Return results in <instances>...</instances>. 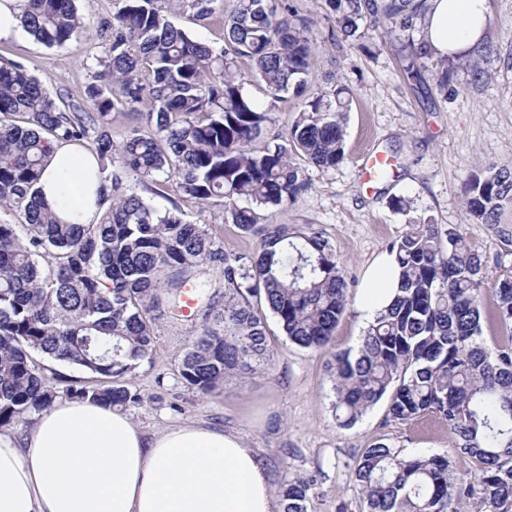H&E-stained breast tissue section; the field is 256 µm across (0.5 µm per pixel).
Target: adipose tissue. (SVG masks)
<instances>
[{
	"label": "adipose tissue",
	"mask_w": 512,
	"mask_h": 512,
	"mask_svg": "<svg viewBox=\"0 0 512 512\" xmlns=\"http://www.w3.org/2000/svg\"><path fill=\"white\" fill-rule=\"evenodd\" d=\"M487 0H426L422 40L434 56L482 49ZM95 153L51 142L40 187L66 224L95 222L100 179L79 204L69 189L95 167ZM399 270L383 256L366 277L358 310L366 323L392 300ZM0 512H275L255 449L235 433L182 423L149 433L128 415L81 400H57L26 429L0 432Z\"/></svg>",
	"instance_id": "ef3b65f1"
}]
</instances>
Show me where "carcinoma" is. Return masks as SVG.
Listing matches in <instances>:
<instances>
[{
  "instance_id": "carcinoma-1",
  "label": "carcinoma",
  "mask_w": 512,
  "mask_h": 512,
  "mask_svg": "<svg viewBox=\"0 0 512 512\" xmlns=\"http://www.w3.org/2000/svg\"><path fill=\"white\" fill-rule=\"evenodd\" d=\"M85 106L63 111L23 65H0V429L56 399L42 358L109 380L75 381L72 399L112 407L138 404L118 379L154 350L155 321L184 307L196 268L224 265V308L193 341L180 368L183 384L207 393L266 358L265 323L251 299L264 300L288 340L309 349L331 345L356 276L323 235L269 223V211L307 187L298 157L322 169L347 160L344 124L349 90L308 95L285 137L272 132L276 103L307 95L313 70L308 25L287 0H236L224 18V47L195 39L170 20L172 6L197 20L217 0H121ZM335 45L365 34L370 18L394 40L421 26L424 0H328ZM21 23L46 46H61L82 27L74 0H25ZM403 70L422 80L430 53L409 43ZM247 60L250 78L239 64ZM257 85L266 100L249 90ZM145 108L153 129L115 145L111 111ZM54 140L91 148L109 193L95 224H64L37 185ZM173 179L182 200L224 202L231 223L261 232L258 251L228 257L206 228L181 210L156 209L138 193ZM468 218L500 226L512 210V163L469 174ZM400 270L394 301L367 329L357 351L331 353L337 425L347 429L383 401L387 418L442 420L456 450L477 469L456 472L449 455L402 457L385 443L360 456L353 480L367 512H512V268L491 292L502 335L482 336L484 268L489 261L463 236L437 224H412L389 243ZM312 476L285 485L284 512H307Z\"/></svg>"
}]
</instances>
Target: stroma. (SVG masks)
Returning a JSON list of instances; mask_svg holds the SVG:
<instances>
[{
	"label": "stroma",
	"instance_id": "35a3bbf8",
	"mask_svg": "<svg viewBox=\"0 0 512 512\" xmlns=\"http://www.w3.org/2000/svg\"><path fill=\"white\" fill-rule=\"evenodd\" d=\"M234 4L219 0L215 16L205 24L182 13L171 19L220 48L224 17ZM290 4L311 22L316 89L344 84L352 99L345 121V163L328 170L307 166V189L293 204L276 209L272 222L321 231L340 263L360 278L391 241L410 225L427 221L462 234L486 255L502 251L495 229L467 218L462 187L478 163L512 160V0H488L487 52L478 59L481 79L458 68L443 89L429 75L420 86L409 81L400 68L401 43L382 28L362 25L371 53L348 43L337 48L329 40L334 19L326 0ZM75 5L83 29L62 46L45 47L26 33L0 38V60L21 63L65 109L84 103L108 39L106 22L121 0H75ZM372 152L396 164L393 179L366 181L364 162ZM143 196L160 210L179 206L184 220L206 225L228 256H249L258 247L257 236L231 224L221 203L180 200L174 182L158 183ZM398 198L406 200L404 209L395 207ZM254 309L266 322L268 361L204 394L185 387L179 375L184 355L206 323L204 308L194 304L177 318L159 319L152 355L123 379L142 398L127 407V414L149 432L197 421L237 433L256 450L272 491L290 480L316 477L309 512H362L353 471L364 448L375 442L406 456L448 452L458 472L473 470V459L455 451L447 426L432 416L398 423L387 419L380 403L352 429H340L327 368L331 350L292 344L265 303H255Z\"/></svg>",
	"mask_w": 512,
	"mask_h": 512
}]
</instances>
